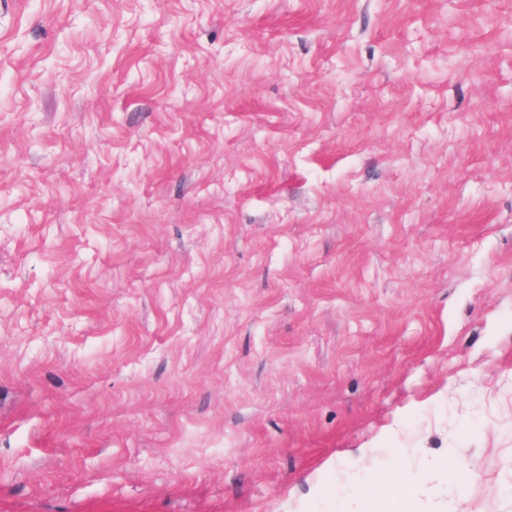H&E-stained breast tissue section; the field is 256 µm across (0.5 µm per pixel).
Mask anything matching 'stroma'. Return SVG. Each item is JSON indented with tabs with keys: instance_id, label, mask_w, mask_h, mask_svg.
Returning <instances> with one entry per match:
<instances>
[{
	"instance_id": "stroma-1",
	"label": "stroma",
	"mask_w": 512,
	"mask_h": 512,
	"mask_svg": "<svg viewBox=\"0 0 512 512\" xmlns=\"http://www.w3.org/2000/svg\"><path fill=\"white\" fill-rule=\"evenodd\" d=\"M375 470L512 512V0H0V512Z\"/></svg>"
}]
</instances>
